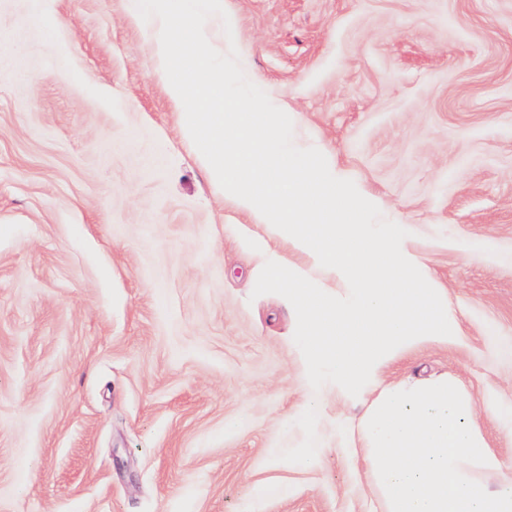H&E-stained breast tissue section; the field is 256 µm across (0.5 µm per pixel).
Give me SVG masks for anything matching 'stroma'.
I'll return each instance as SVG.
<instances>
[{"label":"stroma","mask_w":512,"mask_h":512,"mask_svg":"<svg viewBox=\"0 0 512 512\" xmlns=\"http://www.w3.org/2000/svg\"><path fill=\"white\" fill-rule=\"evenodd\" d=\"M128 0H0V512H383L358 404L316 420L260 230L218 199ZM247 78L404 225L459 341L382 385L456 382L512 477V0H224ZM322 455L294 464L310 435ZM285 466L269 467L270 455ZM287 496L255 501L257 484Z\"/></svg>","instance_id":"35a3bbf8"}]
</instances>
